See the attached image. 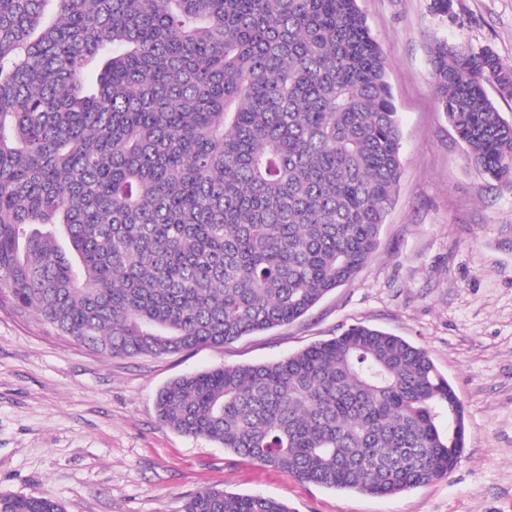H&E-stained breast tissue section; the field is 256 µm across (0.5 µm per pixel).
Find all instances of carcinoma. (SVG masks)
Segmentation results:
<instances>
[{"label": "carcinoma", "instance_id": "obj_1", "mask_svg": "<svg viewBox=\"0 0 512 512\" xmlns=\"http://www.w3.org/2000/svg\"><path fill=\"white\" fill-rule=\"evenodd\" d=\"M472 162L512 182V69L427 49ZM386 59L358 0H0V304L107 356L290 323L376 251L402 174ZM159 420L313 485L448 478L464 408L429 354L364 325L167 382ZM448 412L442 430L441 411ZM0 512H64L0 494ZM184 512H290L204 488Z\"/></svg>", "mask_w": 512, "mask_h": 512}]
</instances>
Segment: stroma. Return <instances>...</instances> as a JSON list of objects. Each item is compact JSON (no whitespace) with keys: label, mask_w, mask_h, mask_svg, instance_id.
Instances as JSON below:
<instances>
[{"label":"stroma","mask_w":512,"mask_h":512,"mask_svg":"<svg viewBox=\"0 0 512 512\" xmlns=\"http://www.w3.org/2000/svg\"><path fill=\"white\" fill-rule=\"evenodd\" d=\"M359 0L388 64L402 177L374 257L293 323L174 355L106 357L0 307V493L65 512H183L204 488L262 494L291 512H512V182L485 176L441 111L434 38L512 65V0ZM363 324L425 349L465 409L444 480L376 497L267 470L162 425L159 389L183 374L277 361Z\"/></svg>","instance_id":"35a3bbf8"}]
</instances>
